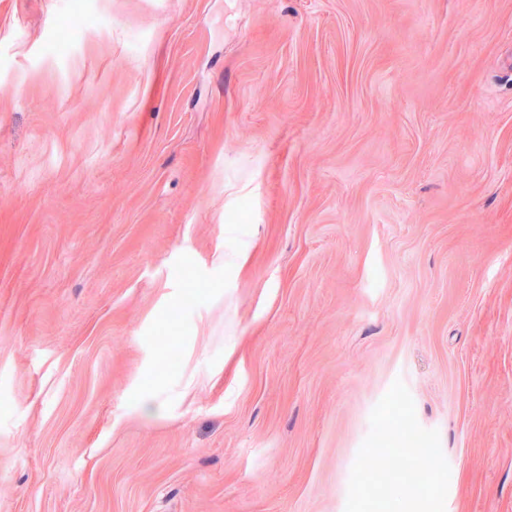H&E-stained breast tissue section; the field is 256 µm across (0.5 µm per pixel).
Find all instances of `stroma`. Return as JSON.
Returning a JSON list of instances; mask_svg holds the SVG:
<instances>
[{
	"label": "stroma",
	"mask_w": 512,
	"mask_h": 512,
	"mask_svg": "<svg viewBox=\"0 0 512 512\" xmlns=\"http://www.w3.org/2000/svg\"><path fill=\"white\" fill-rule=\"evenodd\" d=\"M67 6L0 0V512H512V0Z\"/></svg>",
	"instance_id": "obj_1"
}]
</instances>
